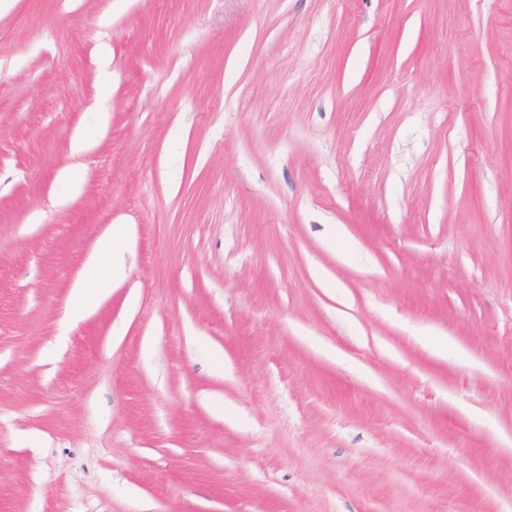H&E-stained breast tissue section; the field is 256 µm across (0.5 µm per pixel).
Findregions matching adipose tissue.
Returning <instances> with one entry per match:
<instances>
[{
  "instance_id": "obj_1",
  "label": "adipose tissue",
  "mask_w": 512,
  "mask_h": 512,
  "mask_svg": "<svg viewBox=\"0 0 512 512\" xmlns=\"http://www.w3.org/2000/svg\"><path fill=\"white\" fill-rule=\"evenodd\" d=\"M125 232L113 230L103 239L97 252L90 259L80 284L74 288L67 309L69 320H77L95 309L102 296L111 287L113 273L123 268Z\"/></svg>"
}]
</instances>
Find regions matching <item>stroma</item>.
I'll list each match as a JSON object with an SVG mask.
<instances>
[{"label": "stroma", "mask_w": 512, "mask_h": 512, "mask_svg": "<svg viewBox=\"0 0 512 512\" xmlns=\"http://www.w3.org/2000/svg\"><path fill=\"white\" fill-rule=\"evenodd\" d=\"M459 502L512 512V0H7L0 512ZM125 232L121 229L103 239L97 252L90 259L80 284L73 289L67 309L69 320H78L95 309L102 296L112 286V271L123 270Z\"/></svg>", "instance_id": "stroma-1"}]
</instances>
